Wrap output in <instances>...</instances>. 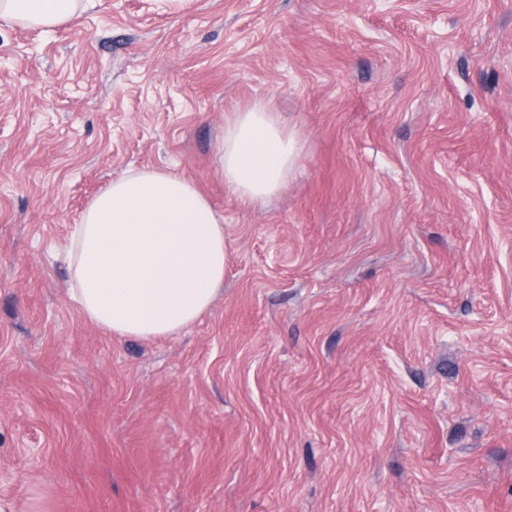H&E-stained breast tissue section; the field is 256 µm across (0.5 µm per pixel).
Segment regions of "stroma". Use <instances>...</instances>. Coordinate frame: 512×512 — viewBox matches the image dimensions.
<instances>
[{"instance_id":"obj_1","label":"stroma","mask_w":512,"mask_h":512,"mask_svg":"<svg viewBox=\"0 0 512 512\" xmlns=\"http://www.w3.org/2000/svg\"><path fill=\"white\" fill-rule=\"evenodd\" d=\"M273 99L300 154L224 185ZM167 169L224 215L155 340L70 300L71 224ZM15 512H512V0H95L0 27V498ZM298 151L288 117L271 100L256 101L227 117L217 147L224 184L248 206L265 204L280 192Z\"/></svg>"}]
</instances>
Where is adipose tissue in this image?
Returning a JSON list of instances; mask_svg holds the SVG:
<instances>
[{
	"instance_id": "adipose-tissue-1",
	"label": "adipose tissue",
	"mask_w": 512,
	"mask_h": 512,
	"mask_svg": "<svg viewBox=\"0 0 512 512\" xmlns=\"http://www.w3.org/2000/svg\"><path fill=\"white\" fill-rule=\"evenodd\" d=\"M84 8V0H0V25L47 33ZM298 151L287 116L269 100L227 117L217 147L225 185L248 206L280 192ZM66 259L84 319L117 337L172 336L209 311L224 285V216L174 171L130 170L72 225Z\"/></svg>"
}]
</instances>
